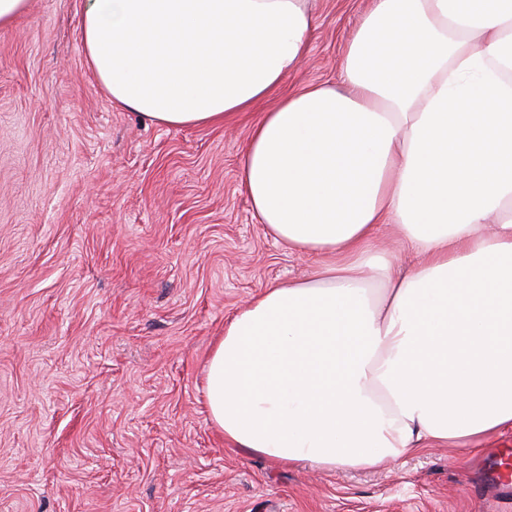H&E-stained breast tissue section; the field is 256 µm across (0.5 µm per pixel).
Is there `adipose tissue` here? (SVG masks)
<instances>
[{
	"label": "adipose tissue",
	"instance_id": "obj_1",
	"mask_svg": "<svg viewBox=\"0 0 512 512\" xmlns=\"http://www.w3.org/2000/svg\"><path fill=\"white\" fill-rule=\"evenodd\" d=\"M311 0H85L91 69L167 126L220 124L307 55ZM241 185L318 256L224 326L204 396L281 463L369 468L512 426V0H370L339 85L253 124ZM417 261L378 251L382 227Z\"/></svg>",
	"mask_w": 512,
	"mask_h": 512
}]
</instances>
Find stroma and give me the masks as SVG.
Masks as SVG:
<instances>
[{"mask_svg":"<svg viewBox=\"0 0 512 512\" xmlns=\"http://www.w3.org/2000/svg\"><path fill=\"white\" fill-rule=\"evenodd\" d=\"M84 5L27 0L0 27V512H512L477 469L512 427L325 470L236 447L209 417L225 321L317 262L252 215L251 125L338 83L369 0H313L308 54L275 97L181 127L98 85Z\"/></svg>","mask_w":512,"mask_h":512,"instance_id":"obj_1","label":"stroma"}]
</instances>
